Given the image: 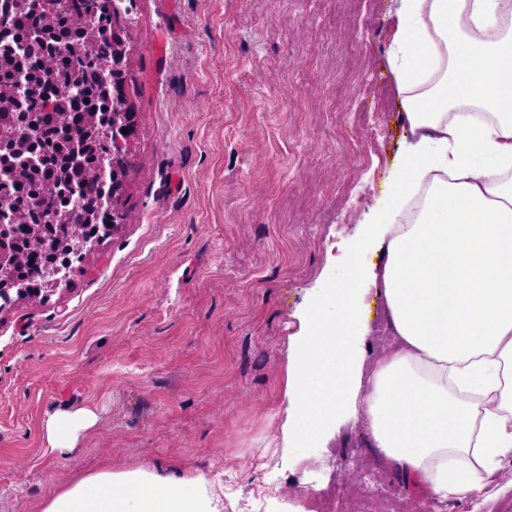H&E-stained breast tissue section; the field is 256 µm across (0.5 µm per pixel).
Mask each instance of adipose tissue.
<instances>
[{
  "instance_id": "ef3b65f1",
  "label": "adipose tissue",
  "mask_w": 512,
  "mask_h": 512,
  "mask_svg": "<svg viewBox=\"0 0 512 512\" xmlns=\"http://www.w3.org/2000/svg\"><path fill=\"white\" fill-rule=\"evenodd\" d=\"M388 64L411 135L401 177L342 278L305 312L279 446L315 447L362 413L368 444L406 481L461 499L512 457V0H398ZM370 290L392 343L366 376ZM98 421L93 406L55 412L42 424L45 449L75 452ZM223 509L205 474L175 466H102L40 506Z\"/></svg>"
}]
</instances>
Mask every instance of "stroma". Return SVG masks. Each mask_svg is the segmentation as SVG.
<instances>
[{"instance_id": "1", "label": "stroma", "mask_w": 512, "mask_h": 512, "mask_svg": "<svg viewBox=\"0 0 512 512\" xmlns=\"http://www.w3.org/2000/svg\"><path fill=\"white\" fill-rule=\"evenodd\" d=\"M395 0H135V114L117 232L68 288L0 315V512L80 473L175 465L224 512H512V458L436 501L364 444V422L283 456L292 343L358 245L409 130L387 54ZM93 405L69 457L41 424Z\"/></svg>"}]
</instances>
